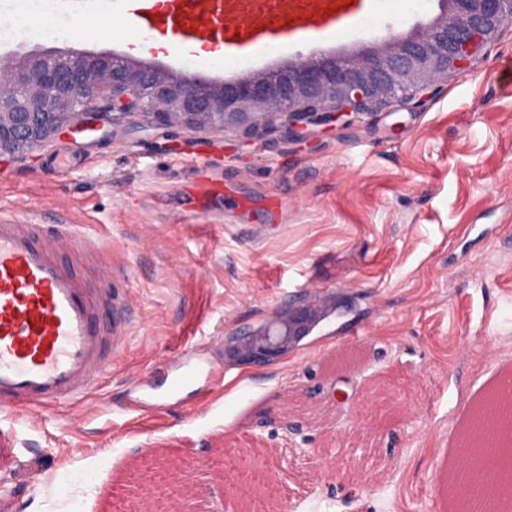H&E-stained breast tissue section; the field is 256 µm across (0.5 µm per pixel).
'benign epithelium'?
I'll return each mask as SVG.
<instances>
[{
    "mask_svg": "<svg viewBox=\"0 0 512 512\" xmlns=\"http://www.w3.org/2000/svg\"><path fill=\"white\" fill-rule=\"evenodd\" d=\"M506 26L512 0H448L447 11L425 30L358 57L328 55L219 85L134 67L113 54L33 50L0 65V159L27 155L65 127L137 111L163 126L232 131L243 144L281 128L302 140L312 126L327 130L353 114L422 101L437 80L468 68ZM100 100L107 111H98ZM309 315L306 307L290 311L278 337L263 332L253 346L249 336L228 352L243 364H266L303 337ZM341 383L347 380L334 378L328 396L349 404L353 397Z\"/></svg>",
    "mask_w": 512,
    "mask_h": 512,
    "instance_id": "obj_1",
    "label": "benign epithelium"
}]
</instances>
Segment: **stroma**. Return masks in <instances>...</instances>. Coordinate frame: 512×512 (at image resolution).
<instances>
[{
	"label": "stroma",
	"mask_w": 512,
	"mask_h": 512,
	"mask_svg": "<svg viewBox=\"0 0 512 512\" xmlns=\"http://www.w3.org/2000/svg\"><path fill=\"white\" fill-rule=\"evenodd\" d=\"M442 0L371 14L324 41L352 57L428 27ZM42 49L112 52L187 80L306 60L135 50L121 17L53 15ZM512 60L506 30L422 103L301 142L160 126L134 113L0 162V215L67 224L109 254L134 326L112 369L54 420L0 408V512H114L191 487L224 512H464L453 482L479 407L512 372ZM320 300L329 317L274 363L230 338ZM365 323L366 334L349 329ZM226 381L168 394L185 365ZM346 366L353 409L303 419L311 453L264 424L280 396L321 402ZM112 396L111 412L101 399Z\"/></svg>",
	"instance_id": "stroma-1"
}]
</instances>
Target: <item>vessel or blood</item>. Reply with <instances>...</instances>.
<instances>
[{
  "label": "vessel or blood",
  "instance_id": "1",
  "mask_svg": "<svg viewBox=\"0 0 512 512\" xmlns=\"http://www.w3.org/2000/svg\"><path fill=\"white\" fill-rule=\"evenodd\" d=\"M57 0L75 16L117 15L145 37L160 34L186 48L238 57L340 35L387 0ZM79 239L26 219L0 220V406L54 416L60 401L75 404L92 389L124 345L130 316L101 260L97 287L60 255Z\"/></svg>",
  "mask_w": 512,
  "mask_h": 512
}]
</instances>
